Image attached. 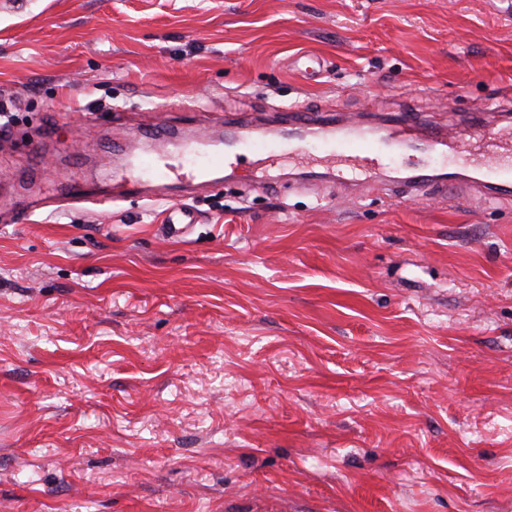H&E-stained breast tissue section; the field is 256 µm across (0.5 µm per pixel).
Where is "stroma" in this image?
<instances>
[{
  "label": "stroma",
  "mask_w": 512,
  "mask_h": 512,
  "mask_svg": "<svg viewBox=\"0 0 512 512\" xmlns=\"http://www.w3.org/2000/svg\"><path fill=\"white\" fill-rule=\"evenodd\" d=\"M324 62L316 79L294 65ZM503 0H0V512H512V202L255 189L167 236L138 127L502 103Z\"/></svg>",
  "instance_id": "stroma-1"
}]
</instances>
